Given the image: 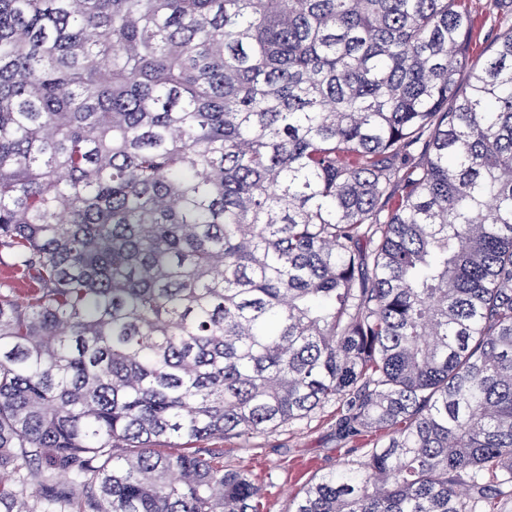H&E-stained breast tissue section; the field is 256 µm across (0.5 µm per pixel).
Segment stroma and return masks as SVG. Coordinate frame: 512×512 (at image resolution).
<instances>
[{
    "label": "stroma",
    "mask_w": 512,
    "mask_h": 512,
    "mask_svg": "<svg viewBox=\"0 0 512 512\" xmlns=\"http://www.w3.org/2000/svg\"><path fill=\"white\" fill-rule=\"evenodd\" d=\"M206 445L221 449L225 466L243 470L261 487L263 512H293V501L306 483L357 456L351 443L337 439L332 406L273 432L215 438Z\"/></svg>",
    "instance_id": "1"
}]
</instances>
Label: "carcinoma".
Wrapping results in <instances>:
<instances>
[{
	"label": "carcinoma",
	"instance_id": "cac0c4a2",
	"mask_svg": "<svg viewBox=\"0 0 512 512\" xmlns=\"http://www.w3.org/2000/svg\"><path fill=\"white\" fill-rule=\"evenodd\" d=\"M0 0V512L512 502V0ZM173 448L156 450L159 443ZM490 0H473L472 4L473 7H475L479 13L483 12V16L486 15V25L482 31L480 40H477V42L472 44V47L470 49L469 53V60L470 64L473 66H479L482 61L486 57V46L489 44L490 39L495 34L496 29H494V18L489 16V2ZM489 34V37L487 39V35ZM485 36V39H484ZM354 443L336 438V406L309 420L250 437L215 438L186 448H220L224 466L246 472L262 488L263 512H292L293 501L311 480L356 458Z\"/></svg>",
	"mask_w": 512,
	"mask_h": 512
}]
</instances>
